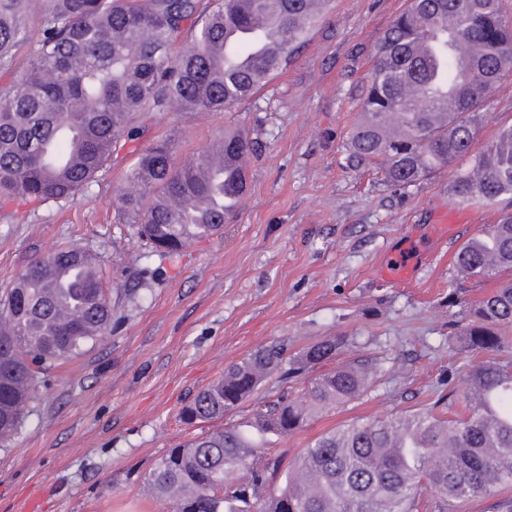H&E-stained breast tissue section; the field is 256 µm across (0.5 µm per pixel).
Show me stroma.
I'll list each match as a JSON object with an SVG mask.
<instances>
[{
    "mask_svg": "<svg viewBox=\"0 0 512 512\" xmlns=\"http://www.w3.org/2000/svg\"><path fill=\"white\" fill-rule=\"evenodd\" d=\"M406 0H335L288 67L227 112L156 115L145 135L73 199L0 213V293L28 261L76 244L94 253L112 301L110 334L42 378L10 440L0 442V512H173L151 496L150 468L211 423L180 411L225 367L260 347L288 353L336 334L342 362L367 361L368 393L313 417L279 447L296 455L343 424L413 411L447 392L460 359L448 342V292L482 298L492 282L457 276L459 247L501 214L451 195L450 173L387 186L346 167L345 144L374 47ZM246 130L248 194L224 233L159 259L121 223L114 188L137 150L174 136L179 159L220 130ZM454 207L446 237L439 214ZM426 250L415 280L378 271L389 251Z\"/></svg>",
    "mask_w": 512,
    "mask_h": 512,
    "instance_id": "obj_1",
    "label": "stroma"
}]
</instances>
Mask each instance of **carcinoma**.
<instances>
[{
    "instance_id": "cac0c4a2",
    "label": "carcinoma",
    "mask_w": 512,
    "mask_h": 512,
    "mask_svg": "<svg viewBox=\"0 0 512 512\" xmlns=\"http://www.w3.org/2000/svg\"><path fill=\"white\" fill-rule=\"evenodd\" d=\"M332 0H0V206L66 200L96 181L112 157L164 112H224L252 96L293 59ZM269 36L254 55L253 33ZM23 53L26 67L15 60ZM512 76V19L503 0H410L378 44L347 144V167L379 168L394 187L452 169L463 203L512 204V125L473 146L500 83ZM465 83V106L451 85ZM223 160H242L248 135L214 136ZM467 159L461 167L459 159ZM211 149L180 164L171 141L141 150L116 191L137 235L162 259L190 240L224 232L213 208L242 205L245 167L211 178ZM91 252L64 246L32 259L0 297V441L22 418L40 375L107 335L113 309ZM466 278L512 271V211L462 244ZM64 268L69 275L56 276ZM460 352L485 355L448 378L464 385L467 412L435 406L354 421L322 434L291 462L252 458L324 410L367 391L359 365L328 369L255 404L251 417L200 432L167 451L145 477L176 512H460L496 497L512 512V366L497 361L512 327V279L474 302L457 301ZM348 336H329L292 359L280 345L230 364L182 409L189 425L222 421L288 364V377L335 362Z\"/></svg>"
}]
</instances>
